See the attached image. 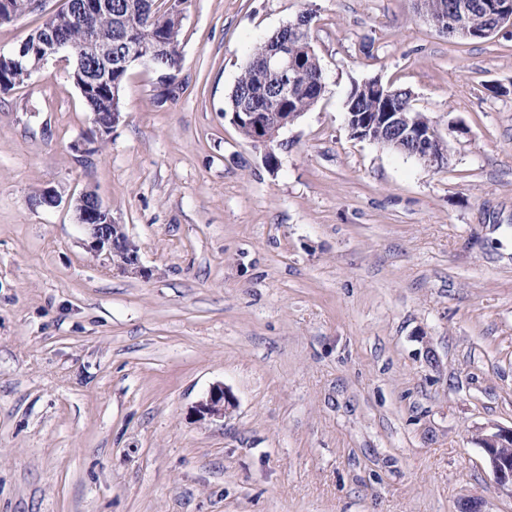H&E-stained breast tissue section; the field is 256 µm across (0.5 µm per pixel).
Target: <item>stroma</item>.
I'll return each instance as SVG.
<instances>
[{"label": "stroma", "mask_w": 512, "mask_h": 512, "mask_svg": "<svg viewBox=\"0 0 512 512\" xmlns=\"http://www.w3.org/2000/svg\"><path fill=\"white\" fill-rule=\"evenodd\" d=\"M66 0L0 25L19 46ZM319 101L260 151L225 118L302 11ZM183 90L133 66L92 126L62 59L0 94V512H512L475 441L512 426V26L441 34L413 0H186ZM410 90L447 166L354 138ZM52 188L55 207L30 201ZM95 191L148 279L91 256ZM223 385L235 406L198 420Z\"/></svg>", "instance_id": "obj_1"}]
</instances>
